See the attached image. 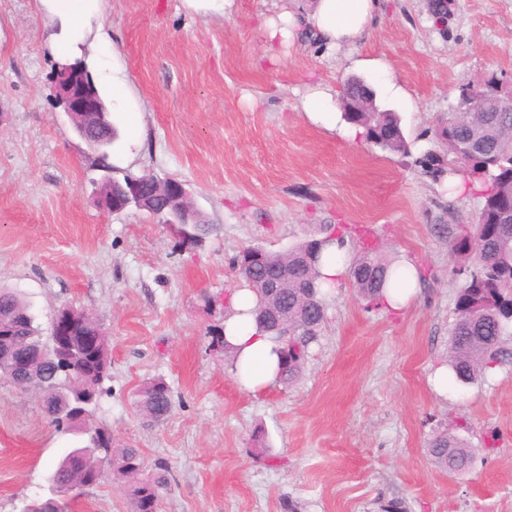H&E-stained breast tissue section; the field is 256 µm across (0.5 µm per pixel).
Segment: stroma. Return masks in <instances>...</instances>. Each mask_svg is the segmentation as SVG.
Here are the masks:
<instances>
[{"mask_svg": "<svg viewBox=\"0 0 512 512\" xmlns=\"http://www.w3.org/2000/svg\"><path fill=\"white\" fill-rule=\"evenodd\" d=\"M293 4L234 0L211 16L184 0H103L109 72L96 30L79 43L119 132L113 177L185 184L213 226L190 243L146 212L99 208L97 153L54 99L57 30L37 0H0V285L42 330L63 307L99 322L112 367L92 420L115 446L139 449L144 473L168 466L157 512H512V359L434 388L458 289L448 236L475 222L479 202L449 195L414 162L435 148L462 80L496 72L512 83V0H454L443 31L426 0H384L361 42L283 44L268 58L262 21ZM351 76L397 113L410 156L346 136L343 119L310 120L306 95H339ZM324 224L348 227L350 254L370 233L387 257L418 264L419 292L395 315L366 309L343 278L301 375L251 393L221 339L227 300L244 286L232 262L248 247L287 252ZM154 379L172 406L148 422L135 394ZM446 429L474 450L465 471L429 455ZM74 445L34 392L0 381V512L49 496V465ZM68 512L133 506L108 476Z\"/></svg>", "mask_w": 512, "mask_h": 512, "instance_id": "obj_1", "label": "stroma"}]
</instances>
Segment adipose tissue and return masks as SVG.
<instances>
[{
	"label": "adipose tissue",
	"mask_w": 512,
	"mask_h": 512,
	"mask_svg": "<svg viewBox=\"0 0 512 512\" xmlns=\"http://www.w3.org/2000/svg\"><path fill=\"white\" fill-rule=\"evenodd\" d=\"M60 27L58 43L74 49L85 28L96 17L101 0H39ZM381 0H305L294 9L267 17L264 34L268 46L310 37L327 48L362 39L379 17ZM419 270L408 260H400L399 270L384 292L382 305L399 312L415 295ZM255 296L249 289L237 291L224 316V342L235 357V374L242 386L253 393L273 385L278 374L277 344L259 330L252 310Z\"/></svg>",
	"instance_id": "1"
}]
</instances>
